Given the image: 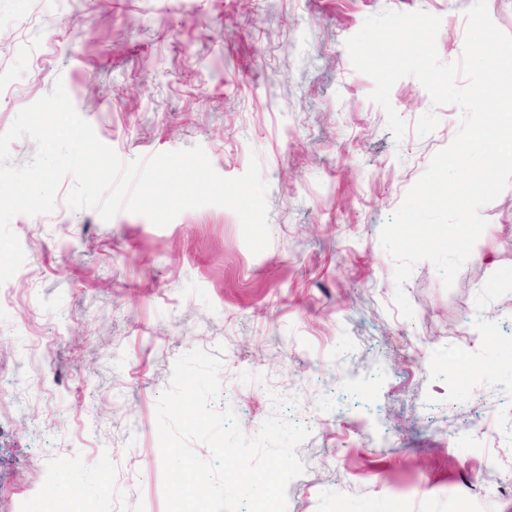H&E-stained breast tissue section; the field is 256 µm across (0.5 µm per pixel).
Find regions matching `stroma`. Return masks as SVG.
<instances>
[{"mask_svg": "<svg viewBox=\"0 0 512 512\" xmlns=\"http://www.w3.org/2000/svg\"><path fill=\"white\" fill-rule=\"evenodd\" d=\"M0 0V133L62 81L122 160L202 146L225 177L258 159L267 249L206 206L158 227L54 211L11 228L28 278L0 303V512H166L156 406L176 359L220 356L243 433L306 425L287 512H512V186L452 288L419 263L395 302L386 219L460 127L412 76L394 140L344 42L385 9L441 17L460 62L472 0ZM36 57L17 53L28 27ZM439 125L418 137L416 120Z\"/></svg>", "mask_w": 512, "mask_h": 512, "instance_id": "stroma-1", "label": "stroma"}]
</instances>
